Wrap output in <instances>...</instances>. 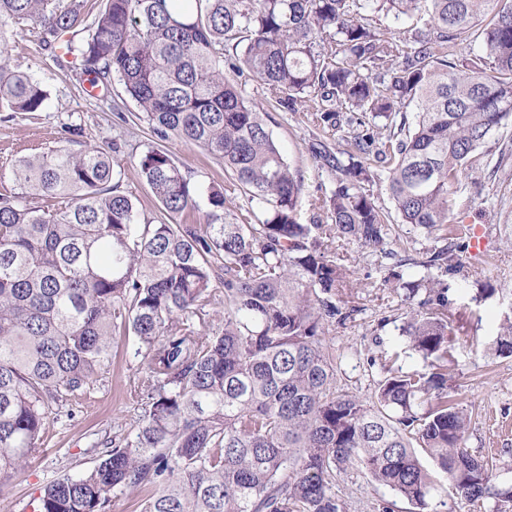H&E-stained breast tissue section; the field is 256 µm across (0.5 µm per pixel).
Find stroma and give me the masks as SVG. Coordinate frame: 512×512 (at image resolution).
I'll list each match as a JSON object with an SVG mask.
<instances>
[{"mask_svg":"<svg viewBox=\"0 0 512 512\" xmlns=\"http://www.w3.org/2000/svg\"><path fill=\"white\" fill-rule=\"evenodd\" d=\"M5 54L11 66L28 73L47 97L37 112H0V191L14 186L15 158L55 146L76 151L87 144L115 148L121 188L136 198L144 221L155 222L162 215L139 173V157L148 146L162 144L197 187L227 180L223 164L200 148L174 137L158 141L150 126L138 119L136 104L119 83L90 86L76 60L59 67L29 25L11 26ZM238 87L265 112L286 159L303 178V222L326 223L315 202L335 174L314 169L311 163L309 147L316 129L270 99L257 82L242 78ZM481 153L483 159L463 183L461 195L468 201L464 221L482 226L485 245L475 251L463 244V267L447 280L453 327L448 378L471 416L467 449L479 457H495L498 475L512 479V357L498 356L494 350L504 316L512 315V124L493 132ZM391 238L388 257L354 243L339 250L354 281L349 296L353 314L327 341L340 365L342 384L366 400L373 396L379 375L378 367L369 366V358L396 356L397 368L405 372L427 367L401 334L405 306L391 276L400 274L406 282L423 277L425 271L416 261L433 242L405 225L394 229ZM484 288L494 289V297L479 300ZM140 364L131 342L116 337L110 364L92 398L63 406L29 468L0 480V512H31L30 501L45 485L64 473L81 475L95 466L99 449L134 434L140 413L134 394ZM335 492L344 512H414L361 469L348 470Z\"/></svg>","mask_w":512,"mask_h":512,"instance_id":"obj_1","label":"stroma"}]
</instances>
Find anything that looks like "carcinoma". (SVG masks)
<instances>
[{
  "instance_id": "obj_1",
  "label": "carcinoma",
  "mask_w": 512,
  "mask_h": 512,
  "mask_svg": "<svg viewBox=\"0 0 512 512\" xmlns=\"http://www.w3.org/2000/svg\"><path fill=\"white\" fill-rule=\"evenodd\" d=\"M421 12L405 39L372 24ZM22 22L58 66L79 57L91 85L117 80L157 137L201 148L231 180L201 190L150 147L140 173L164 215L152 224L97 145L14 161L18 191L0 193V478L27 467L61 403L91 394L118 335L145 365L135 433L52 481L34 512H105L112 491L146 487L142 512H342L336 478L354 467L420 512L447 484L512 512V485L465 448L470 417L452 402L448 285L403 284L402 335L429 369L382 363L369 402L337 385L326 342L351 316L333 245H387L369 186L442 243L419 266L460 272L463 177L512 122V0H102L93 16L85 0H0V40ZM477 42L484 54L458 59ZM245 75L314 128L345 132L335 152L310 146L336 173L316 200L331 223L302 222V178L241 94ZM45 99L0 62L1 112ZM240 194L250 207L233 212ZM201 195L203 223H182ZM495 351L512 356L511 317Z\"/></svg>"
}]
</instances>
